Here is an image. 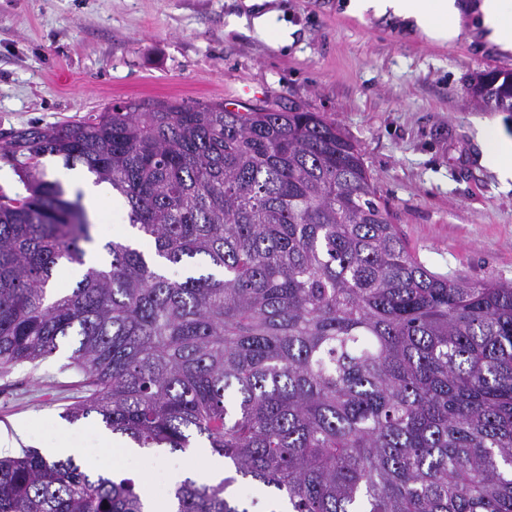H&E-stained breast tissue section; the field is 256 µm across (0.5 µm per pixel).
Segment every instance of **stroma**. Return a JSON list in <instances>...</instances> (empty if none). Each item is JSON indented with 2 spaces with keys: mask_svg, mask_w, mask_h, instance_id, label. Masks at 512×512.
I'll list each match as a JSON object with an SVG mask.
<instances>
[{
  "mask_svg": "<svg viewBox=\"0 0 512 512\" xmlns=\"http://www.w3.org/2000/svg\"><path fill=\"white\" fill-rule=\"evenodd\" d=\"M345 0H0V135L63 123L128 99L280 107L297 103L335 123L361 149L383 202L432 271L512 281V190L481 162L474 132L494 118L469 92L479 74L512 72L479 12L444 45L402 20L359 19ZM273 13L288 42L255 36ZM70 344L0 372V456L67 439L85 471L121 469L145 487L201 468L195 449L123 458L89 417Z\"/></svg>",
  "mask_w": 512,
  "mask_h": 512,
  "instance_id": "35a3bbf8",
  "label": "stroma"
}]
</instances>
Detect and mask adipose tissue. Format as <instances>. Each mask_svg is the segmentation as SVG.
Wrapping results in <instances>:
<instances>
[{
  "label": "adipose tissue",
  "mask_w": 512,
  "mask_h": 512,
  "mask_svg": "<svg viewBox=\"0 0 512 512\" xmlns=\"http://www.w3.org/2000/svg\"><path fill=\"white\" fill-rule=\"evenodd\" d=\"M483 27L489 39L503 50L512 51V0H481ZM346 11L357 18L393 16L410 21L427 38L446 43L459 37L460 0H347ZM478 137L485 145L484 164L494 170L503 184L512 183V137L491 121L481 123Z\"/></svg>",
  "instance_id": "adipose-tissue-1"
}]
</instances>
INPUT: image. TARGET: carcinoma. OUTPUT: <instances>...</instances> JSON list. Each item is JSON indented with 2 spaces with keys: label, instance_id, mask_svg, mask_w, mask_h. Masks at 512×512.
<instances>
[{
  "label": "carcinoma",
  "instance_id": "cac0c4a2",
  "mask_svg": "<svg viewBox=\"0 0 512 512\" xmlns=\"http://www.w3.org/2000/svg\"><path fill=\"white\" fill-rule=\"evenodd\" d=\"M469 91L512 112V72ZM47 155L110 184L154 253L114 240L50 297L93 237ZM0 160L27 190L0 191V370L72 338L67 417L233 467L155 496L24 448L0 458V512H249L239 481L281 512H512V284L428 270L322 115L130 99L17 130Z\"/></svg>",
  "mask_w": 512,
  "mask_h": 512
}]
</instances>
